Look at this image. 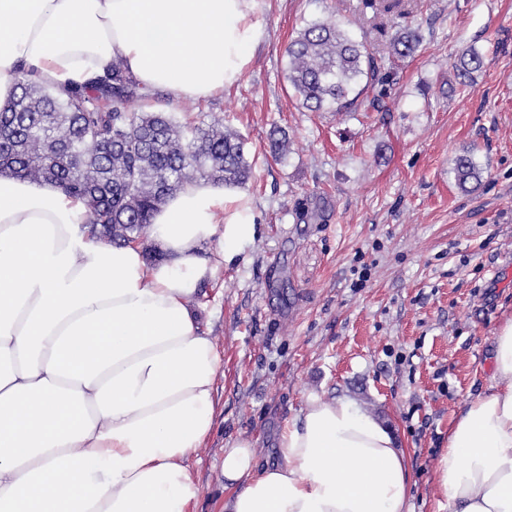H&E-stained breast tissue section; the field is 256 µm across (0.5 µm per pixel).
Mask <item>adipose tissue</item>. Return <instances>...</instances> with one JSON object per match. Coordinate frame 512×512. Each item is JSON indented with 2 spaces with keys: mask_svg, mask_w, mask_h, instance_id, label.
<instances>
[{
  "mask_svg": "<svg viewBox=\"0 0 512 512\" xmlns=\"http://www.w3.org/2000/svg\"><path fill=\"white\" fill-rule=\"evenodd\" d=\"M253 0H0V112L22 73L66 94L122 63L172 104L235 84L264 38ZM84 200L0 173V512H191L221 357L194 302L256 236L235 187L193 182L122 246ZM163 253L149 262L145 242ZM211 257H202L205 244ZM464 402L437 512H512V317ZM223 512H407L409 455L352 398L310 397L274 461L224 450Z\"/></svg>",
  "mask_w": 512,
  "mask_h": 512,
  "instance_id": "adipose-tissue-1",
  "label": "adipose tissue"
}]
</instances>
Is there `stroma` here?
I'll return each mask as SVG.
<instances>
[{"instance_id":"1","label":"stroma","mask_w":512,"mask_h":512,"mask_svg":"<svg viewBox=\"0 0 512 512\" xmlns=\"http://www.w3.org/2000/svg\"><path fill=\"white\" fill-rule=\"evenodd\" d=\"M357 0H254L264 41L217 96L144 111L222 119L246 142L243 192L257 235L208 283L199 324L222 359L214 430L192 461L193 512H222L227 444L272 456L310 396L349 395L410 455L411 512H434L433 471L460 405L492 372V337L512 316V0H416L422 43L398 91L355 112H310L288 88L285 50L303 20L361 22ZM487 58L460 84L458 56ZM285 129L291 150L268 143ZM472 153L482 181L458 189Z\"/></svg>"}]
</instances>
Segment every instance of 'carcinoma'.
<instances>
[{
    "instance_id": "obj_1",
    "label": "carcinoma",
    "mask_w": 512,
    "mask_h": 512,
    "mask_svg": "<svg viewBox=\"0 0 512 512\" xmlns=\"http://www.w3.org/2000/svg\"><path fill=\"white\" fill-rule=\"evenodd\" d=\"M378 15L409 19L412 0H367ZM419 29L408 23L369 47L345 24L306 19L286 48L285 75L310 112H352L368 89L395 90L396 63L413 56ZM485 65L471 48L456 66L464 85ZM11 109L0 112V172L52 182L83 199L94 221L89 231L113 245L138 237L152 214L185 184L200 179L245 185L253 177L245 140L216 118L183 122L171 112H140L146 98L136 81L115 63L104 79L61 97L48 85L21 76ZM289 152L284 130L270 142L280 160ZM457 186L481 182L473 155L456 159Z\"/></svg>"
}]
</instances>
